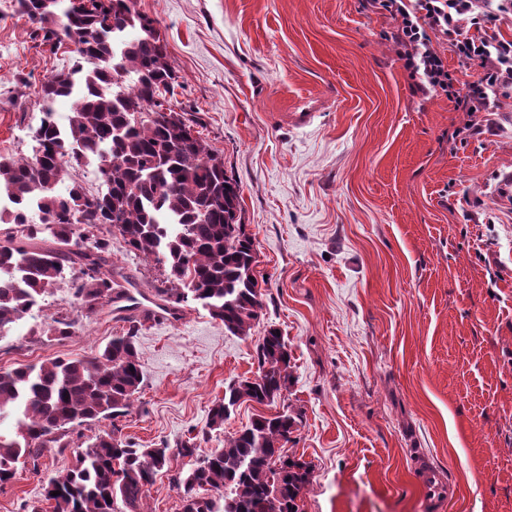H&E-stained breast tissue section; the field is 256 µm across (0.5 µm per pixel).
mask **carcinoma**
<instances>
[{
    "label": "carcinoma",
    "instance_id": "1",
    "mask_svg": "<svg viewBox=\"0 0 512 512\" xmlns=\"http://www.w3.org/2000/svg\"><path fill=\"white\" fill-rule=\"evenodd\" d=\"M55 47L76 46L66 71L42 86L43 116L32 154L0 156V331L29 313L64 278L88 313L112 302L123 283L112 270L109 240L84 241L96 231L118 233L129 250L164 268L167 304L193 300L224 330L246 336L263 308L255 239L241 220V188L222 159L183 115L169 107L176 76L155 21L130 12L125 0H15ZM70 98L60 128L51 104ZM93 160L100 189L74 180L56 191L67 172ZM50 231L55 246L35 244ZM141 322L114 336L89 359H58L0 372V416L18 414L15 434L0 433V485L38 461L67 429L125 415L143 382L137 339ZM257 374L229 384L209 412L224 425L235 405H267L287 390L291 356L271 329L255 349ZM288 410L257 414L224 438L171 484L183 492V512H302L309 463L285 451L297 430ZM171 471L169 448H136L121 429L96 436L76 463L46 478L38 501L23 512H147L144 501L158 472ZM59 495H53V492Z\"/></svg>",
    "mask_w": 512,
    "mask_h": 512
}]
</instances>
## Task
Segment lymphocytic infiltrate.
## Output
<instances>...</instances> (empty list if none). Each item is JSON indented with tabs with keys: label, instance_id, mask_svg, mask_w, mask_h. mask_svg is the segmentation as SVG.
Wrapping results in <instances>:
<instances>
[{
	"label": "lymphocytic infiltrate",
	"instance_id": "f902f5d3",
	"mask_svg": "<svg viewBox=\"0 0 512 512\" xmlns=\"http://www.w3.org/2000/svg\"><path fill=\"white\" fill-rule=\"evenodd\" d=\"M364 6L392 21L386 38L412 91L448 99L455 110L471 116L461 134H480L473 114L497 111L501 98L512 95V40L495 30L501 16H512V0H364ZM440 41L473 70L475 78L465 89L457 88L437 50Z\"/></svg>",
	"mask_w": 512,
	"mask_h": 512
}]
</instances>
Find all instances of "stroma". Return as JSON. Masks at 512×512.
<instances>
[{
	"label": "stroma",
	"instance_id": "35a3bbf8",
	"mask_svg": "<svg viewBox=\"0 0 512 512\" xmlns=\"http://www.w3.org/2000/svg\"><path fill=\"white\" fill-rule=\"evenodd\" d=\"M156 20L177 76L172 108L194 120L242 190L264 308L234 336L195 302L175 324L145 323L144 380L127 415L67 433L38 471L0 488V512H23L41 481L70 467L111 426L137 447L167 445L171 469L223 447L257 414H302L289 455L311 466L303 512H426L414 479L436 466L445 512H512V96L481 132L448 100L413 93L390 19L362 0H136ZM0 0V154L27 155L41 87L72 66L71 44H41ZM117 271L147 293L162 269L111 239ZM73 320L50 336L52 317ZM129 327L92 314L58 282L0 338V370L94 356ZM278 329L292 381L263 407L209 410L254 376L258 342Z\"/></svg>",
	"mask_w": 512,
	"mask_h": 512
}]
</instances>
